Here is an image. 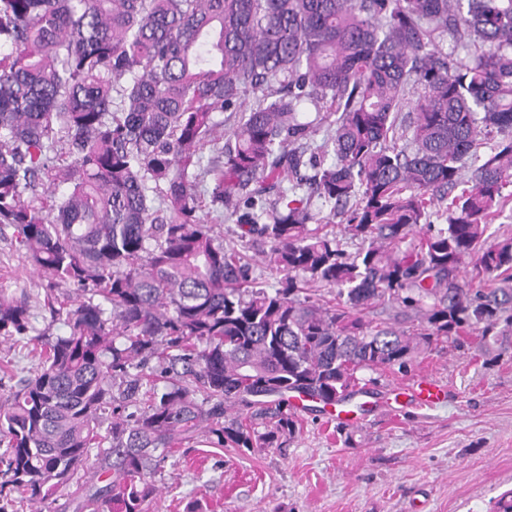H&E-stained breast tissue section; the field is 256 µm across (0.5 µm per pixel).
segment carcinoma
Instances as JSON below:
<instances>
[{"mask_svg":"<svg viewBox=\"0 0 512 512\" xmlns=\"http://www.w3.org/2000/svg\"><path fill=\"white\" fill-rule=\"evenodd\" d=\"M510 185L512 0H0V227L80 291L45 294L54 336L0 288V339L39 347L0 409V500L46 512L95 450L112 480L79 512H150L182 443L278 448L288 394L341 402L496 338L512 237L484 236ZM316 197L367 247L309 228ZM203 208L267 244L280 287ZM466 263L503 287H460ZM385 304L418 325L365 320Z\"/></svg>","mask_w":512,"mask_h":512,"instance_id":"1","label":"carcinoma"}]
</instances>
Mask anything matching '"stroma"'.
Instances as JSON below:
<instances>
[{
	"instance_id": "stroma-1",
	"label": "stroma",
	"mask_w": 512,
	"mask_h": 512,
	"mask_svg": "<svg viewBox=\"0 0 512 512\" xmlns=\"http://www.w3.org/2000/svg\"><path fill=\"white\" fill-rule=\"evenodd\" d=\"M237 225L217 232L255 270L257 286L281 275L262 242H241ZM0 288L41 298L48 279L0 229ZM444 388L436 407L407 405L421 377ZM382 408L339 429L315 410L299 413L300 430L278 448L239 451L191 440L156 477L152 512H492L512 489V335L482 348L477 334L441 342L415 358L408 373L386 372L370 388Z\"/></svg>"
}]
</instances>
